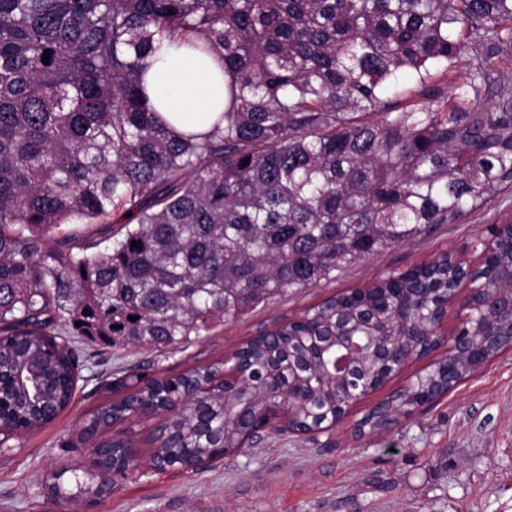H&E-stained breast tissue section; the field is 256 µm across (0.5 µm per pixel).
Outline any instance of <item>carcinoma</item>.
<instances>
[{"label": "carcinoma", "mask_w": 512, "mask_h": 512, "mask_svg": "<svg viewBox=\"0 0 512 512\" xmlns=\"http://www.w3.org/2000/svg\"><path fill=\"white\" fill-rule=\"evenodd\" d=\"M483 41L512 46V0H0V447L69 405L72 337L176 349L512 187V88L480 108L492 70L424 88L419 107L387 97ZM165 42L224 60V124L207 134L175 132L149 104L144 73ZM115 215L125 220L104 239L84 234ZM491 235L471 288L509 285L512 229ZM458 274L443 254L384 277L374 296L336 294L275 338L243 342L249 368L234 386L212 385L215 364L128 375L132 392L94 410L81 437L137 400H181L153 443L191 470L188 447H242L258 396L343 372L338 328L365 352L375 321L392 348L395 301L411 292L406 318L429 335ZM447 386L430 370L417 389ZM293 409L308 433L342 413L324 398ZM123 443L94 446L95 474L55 470L51 494L98 496L139 471Z\"/></svg>", "instance_id": "obj_1"}]
</instances>
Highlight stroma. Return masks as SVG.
I'll list each match as a JSON object with an SVG mask.
<instances>
[{
  "instance_id": "1",
  "label": "stroma",
  "mask_w": 512,
  "mask_h": 512,
  "mask_svg": "<svg viewBox=\"0 0 512 512\" xmlns=\"http://www.w3.org/2000/svg\"><path fill=\"white\" fill-rule=\"evenodd\" d=\"M512 223V189L488 196L457 223L400 243L337 274L294 288L249 314L225 320L178 350L78 344L79 375L70 406L51 423L0 448V512H512V349L466 377L440 401L398 415L389 429L356 432L370 409L436 361L412 357L342 422L307 435L260 431L249 446L198 471L136 474L109 495L62 503L48 476L94 457L80 442L86 414L115 399L110 386L138 372L176 375L230 358L241 343L274 330L331 296L367 288L449 255L477 270L496 224Z\"/></svg>"
}]
</instances>
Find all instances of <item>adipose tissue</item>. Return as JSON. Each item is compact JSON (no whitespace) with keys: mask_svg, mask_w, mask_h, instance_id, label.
I'll return each mask as SVG.
<instances>
[{"mask_svg":"<svg viewBox=\"0 0 512 512\" xmlns=\"http://www.w3.org/2000/svg\"><path fill=\"white\" fill-rule=\"evenodd\" d=\"M151 106L179 132H206L224 110V64L190 48L163 46L145 75Z\"/></svg>","mask_w":512,"mask_h":512,"instance_id":"ef3b65f1","label":"adipose tissue"}]
</instances>
